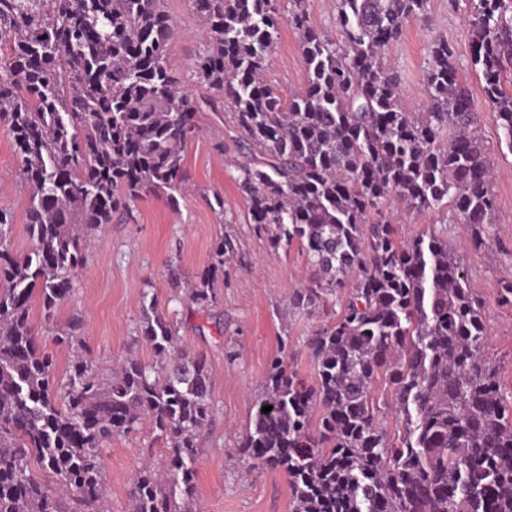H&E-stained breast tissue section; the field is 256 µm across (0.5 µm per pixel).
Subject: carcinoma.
<instances>
[{
	"mask_svg": "<svg viewBox=\"0 0 512 512\" xmlns=\"http://www.w3.org/2000/svg\"><path fill=\"white\" fill-rule=\"evenodd\" d=\"M276 2L189 0L205 45L197 75L212 107L232 108L249 222L273 247L305 254L311 279L293 289V306L313 314L347 291L309 340L312 382L276 357L239 447L284 473L293 512H512V403L484 354L482 304L460 257L438 235L400 245L389 221L371 220L392 199L448 209L473 237L490 223L493 169L454 53L446 41L432 47L427 110L408 112L383 55L428 0H336L342 44L310 25L307 0L286 16ZM284 24L300 34L307 68L286 102L264 79ZM469 25L512 150V0H471ZM172 27L163 0H0V121L33 189L22 260L0 210V512H105L102 444L145 424L170 453L165 474L139 469L128 512H198L210 372L178 347L174 317L143 293L140 335L155 360L128 358L103 380L79 357L60 390L30 318L34 297L49 321L71 295L92 230L144 194L178 205L199 107L170 65ZM237 251L224 233L197 279L172 286L210 309ZM380 378L405 417L392 439L376 422Z\"/></svg>",
	"mask_w": 512,
	"mask_h": 512,
	"instance_id": "carcinoma-1",
	"label": "carcinoma"
}]
</instances>
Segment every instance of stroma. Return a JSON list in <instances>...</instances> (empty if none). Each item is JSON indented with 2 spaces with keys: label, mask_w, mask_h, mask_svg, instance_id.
Wrapping results in <instances>:
<instances>
[{
  "label": "stroma",
  "mask_w": 512,
  "mask_h": 512,
  "mask_svg": "<svg viewBox=\"0 0 512 512\" xmlns=\"http://www.w3.org/2000/svg\"><path fill=\"white\" fill-rule=\"evenodd\" d=\"M175 22L170 62L197 99L200 130L189 140L184 166L190 188L178 208L146 195L134 201L127 220L103 224L91 233V248L73 277L74 292L55 312L53 328H45L40 301L30 317L39 330L42 348L53 355L56 382H63L73 356H81L101 377H108L123 359L154 357L139 333L143 292L154 293L164 312L183 310L181 344L207 360L211 373V414L198 437L197 496L204 512H291V490L279 471L244 459L238 445L254 413L272 358L284 355L300 377L310 378L313 365L308 340L314 330L340 313L344 294L329 297L326 308L307 315L290 303L291 282L309 277L299 247L273 248L248 222V207L231 165L238 152L237 133L229 110H213L209 92L196 75L203 49L201 24L188 0H164ZM471 0H428L420 16L410 19L400 38L386 51L387 66L397 70L401 102L407 111L426 105L423 83L431 47L447 40L454 51L460 81L478 108L475 133L494 171L496 208L484 225L480 242L462 236L459 225L446 224L434 210L406 211L394 221L400 243L436 233L458 252L473 294L482 301L488 330L485 355L497 369L505 395H512V307L499 305L501 288L512 283V150L503 138L497 116L485 103L484 81L473 63L468 16ZM265 75L282 97L306 82L300 38L283 26L265 62ZM21 161L9 128L0 123V209L13 216L10 249L30 253L26 212L32 188L19 175ZM223 205H216V197ZM232 231L238 255L220 283V303L210 311L188 314L191 301L171 284L172 273L194 279L211 262L212 244ZM79 323L84 346L57 345L54 328ZM168 454L148 427L105 441L100 454L103 490L112 512H127L128 494L143 461L163 466Z\"/></svg>",
  "instance_id": "35a3bbf8"
}]
</instances>
